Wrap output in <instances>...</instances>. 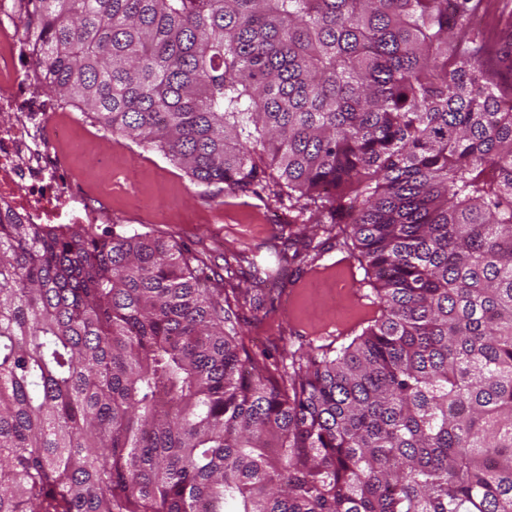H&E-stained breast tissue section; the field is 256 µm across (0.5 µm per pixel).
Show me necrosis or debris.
Masks as SVG:
<instances>
[{
	"instance_id": "4bbe7bcc",
	"label": "necrosis or debris",
	"mask_w": 512,
	"mask_h": 512,
	"mask_svg": "<svg viewBox=\"0 0 512 512\" xmlns=\"http://www.w3.org/2000/svg\"><path fill=\"white\" fill-rule=\"evenodd\" d=\"M26 0H0V210L30 224H95L99 217L55 145L70 141L75 122L41 92L42 75L24 64L36 46L22 28Z\"/></svg>"
}]
</instances>
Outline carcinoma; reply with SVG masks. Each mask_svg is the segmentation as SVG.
I'll return each instance as SVG.
<instances>
[{
    "instance_id": "1",
    "label": "carcinoma",
    "mask_w": 512,
    "mask_h": 512,
    "mask_svg": "<svg viewBox=\"0 0 512 512\" xmlns=\"http://www.w3.org/2000/svg\"><path fill=\"white\" fill-rule=\"evenodd\" d=\"M48 94L365 270L339 348L247 351L149 232L0 216V512H512V94L482 0H28Z\"/></svg>"
}]
</instances>
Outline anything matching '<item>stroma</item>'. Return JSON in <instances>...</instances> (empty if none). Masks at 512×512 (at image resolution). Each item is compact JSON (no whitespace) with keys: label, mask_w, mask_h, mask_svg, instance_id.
<instances>
[{"label":"stroma","mask_w":512,"mask_h":512,"mask_svg":"<svg viewBox=\"0 0 512 512\" xmlns=\"http://www.w3.org/2000/svg\"><path fill=\"white\" fill-rule=\"evenodd\" d=\"M109 156L101 167L97 157ZM65 165L91 188L103 216L98 232L112 228L148 231L202 257L225 282L248 288L237 266L239 256L253 259L259 272L274 267V250L288 246L287 198L262 193L237 196L218 185L198 184L161 153L111 135L88 122L77 125L62 155ZM309 270L288 271L272 291L273 303L244 306V342L258 362L281 364L289 348L341 346L376 315L373 289L364 270L355 283L341 276L310 280ZM359 289L356 302L351 289Z\"/></svg>","instance_id":"stroma-1"}]
</instances>
